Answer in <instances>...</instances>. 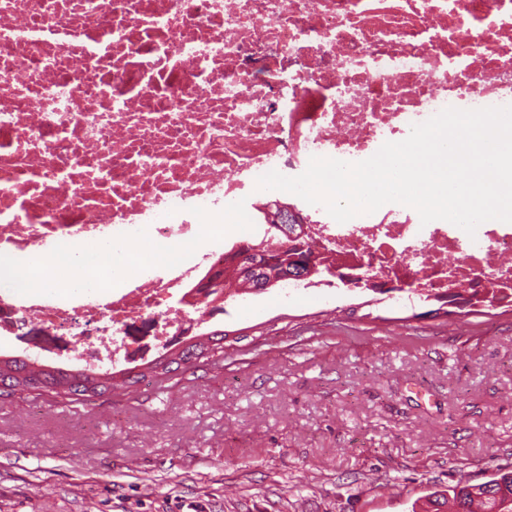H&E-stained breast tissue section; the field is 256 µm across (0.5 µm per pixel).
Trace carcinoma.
Segmentation results:
<instances>
[{"mask_svg": "<svg viewBox=\"0 0 512 512\" xmlns=\"http://www.w3.org/2000/svg\"><path fill=\"white\" fill-rule=\"evenodd\" d=\"M290 238L283 234H266L263 238L247 243L258 247L268 257L271 267L277 268L284 247ZM219 288L224 296L232 297L244 289L252 290L255 281L239 275L234 266H227L224 272L216 274ZM226 334L215 331L196 341L176 354H170L162 363L151 364L147 371L133 377L118 378L112 372L96 373L86 369H66L38 364L26 357L0 358V387L20 393L37 391L47 394L64 404L89 406L97 399L110 394L117 386H128L146 377L163 383L172 379V365H180L192 358H210L224 343ZM453 503L452 512H512V472L497 473L487 482L475 485L448 487V494L431 497L426 501L429 507H443Z\"/></svg>", "mask_w": 512, "mask_h": 512, "instance_id": "1", "label": "carcinoma"}]
</instances>
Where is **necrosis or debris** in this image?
<instances>
[{"mask_svg":"<svg viewBox=\"0 0 512 512\" xmlns=\"http://www.w3.org/2000/svg\"><path fill=\"white\" fill-rule=\"evenodd\" d=\"M512 105V0H0V246L112 238L137 269L114 291L74 267L32 266L49 288L0 306L80 336L97 367L137 324L167 338L223 266L226 216L251 215L257 179L311 157L360 162L447 107ZM330 277L305 288L512 304V225L475 235L388 203L344 223L304 207ZM208 249H198L203 237ZM181 252L141 266L136 239Z\"/></svg>","mask_w":512,"mask_h":512,"instance_id":"1","label":"necrosis or debris"}]
</instances>
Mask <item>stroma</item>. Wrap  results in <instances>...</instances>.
Masks as SVG:
<instances>
[{"label": "stroma", "instance_id": "35a3bbf8", "mask_svg": "<svg viewBox=\"0 0 512 512\" xmlns=\"http://www.w3.org/2000/svg\"><path fill=\"white\" fill-rule=\"evenodd\" d=\"M333 288L228 299L232 337L89 407L0 390V512H412L512 471V309Z\"/></svg>", "mask_w": 512, "mask_h": 512}]
</instances>
